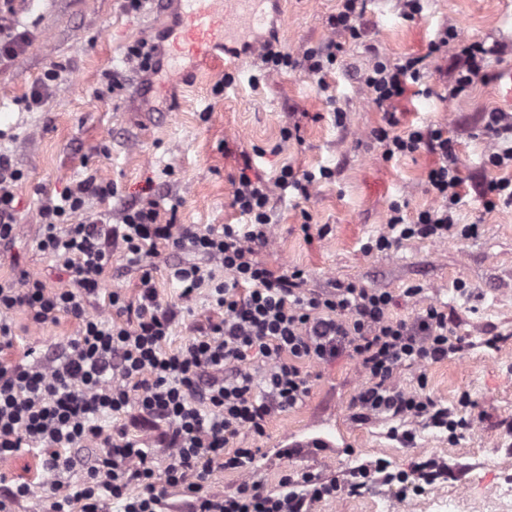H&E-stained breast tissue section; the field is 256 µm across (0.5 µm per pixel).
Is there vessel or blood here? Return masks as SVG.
Segmentation results:
<instances>
[{
    "label": "vessel or blood",
    "instance_id": "vessel-or-blood-1",
    "mask_svg": "<svg viewBox=\"0 0 512 512\" xmlns=\"http://www.w3.org/2000/svg\"><path fill=\"white\" fill-rule=\"evenodd\" d=\"M177 20L166 26L164 34L171 51L161 66L177 69L180 57L188 56L205 63L217 60L216 50L223 46L235 24L259 23L264 19V0H175Z\"/></svg>",
    "mask_w": 512,
    "mask_h": 512
}]
</instances>
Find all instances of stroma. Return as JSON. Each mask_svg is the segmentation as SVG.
<instances>
[{"label":"stroma","mask_w":512,"mask_h":512,"mask_svg":"<svg viewBox=\"0 0 512 512\" xmlns=\"http://www.w3.org/2000/svg\"><path fill=\"white\" fill-rule=\"evenodd\" d=\"M166 2L148 0L145 10L129 14L123 0H15V18L28 41L22 53L0 61V153L11 155L27 182L18 192L14 240L0 251V282L16 283L29 273L48 288L67 286V274L38 248V209L43 196L86 177L112 183L117 193L105 201L89 198L85 214H116L124 205L153 198L162 216L204 228L240 223L231 202L232 180L241 168L269 180L286 163L302 171L329 167L334 178L310 199L275 191L272 239L260 249V259L274 269L303 268L315 289L351 281L390 292L392 313L399 318H413L434 302L445 305L448 327L466 347L428 366L427 390L448 409L471 418L472 428L454 444L445 434L421 429L407 446L390 438L388 423L352 422L350 403L360 380L355 361L342 354L312 366L313 386L302 405L275 417L266 436L247 438L248 447L261 451L260 479L274 489L291 467L336 477L379 458L396 471L435 458L447 463V476L406 501L376 487L324 501L317 512H448L452 500L459 503L458 512H478L479 502L507 495L512 437L501 423L512 422V207L484 211L478 191L496 175L484 164L490 140L482 132V114L495 107L512 113L505 76L512 70V0H424L422 13L411 20L403 15V0H366L363 35L344 41V65L331 74L328 96L301 69L252 88L249 77L259 67L253 54L226 57L221 67L202 68L198 78L186 74L171 84L160 74L138 72L127 63L125 49L154 40V24ZM338 7L339 0H280L270 6L266 26H238L230 38L260 40L274 29L282 46L297 54L334 39L330 19ZM449 25L464 37L499 41L507 49L491 62L494 80L445 101L441 95L451 75L444 60L426 51L429 40ZM377 53L393 64L425 56L424 82L433 93L407 92L396 105L400 125L447 126L458 143L464 179L459 221L478 225L476 236L412 238L383 253L363 251V243L382 231L391 202L404 203L410 217L434 203L426 186L434 155L422 149L388 162L370 136L384 114L369 102L359 77ZM51 69L59 74L56 89L41 107L28 109L32 86ZM114 70L123 75V89H113L107 78ZM230 72L236 80L228 86L224 76ZM294 125L301 128L302 143L282 139L283 129ZM304 210L315 226H327L324 237L304 238ZM460 282L466 292H458ZM416 285L421 294L406 296V288ZM156 286L161 302L181 311L169 342L179 347L210 317L208 297L202 293L183 305L163 267ZM9 320L17 343L0 353L5 362L62 346L78 330L65 315L41 328L31 326L20 310ZM464 397L465 407L459 404ZM327 429L336 434L333 447L315 456L282 457L284 437L306 441ZM0 471L34 488L16 512H41L47 475L37 454L21 451Z\"/></svg>","instance_id":"35a3bbf8"}]
</instances>
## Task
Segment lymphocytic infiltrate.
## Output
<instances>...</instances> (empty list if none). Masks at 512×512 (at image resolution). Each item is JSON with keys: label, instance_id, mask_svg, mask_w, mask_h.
Wrapping results in <instances>:
<instances>
[{"label": "lymphocytic infiltrate", "instance_id": "1", "mask_svg": "<svg viewBox=\"0 0 512 512\" xmlns=\"http://www.w3.org/2000/svg\"><path fill=\"white\" fill-rule=\"evenodd\" d=\"M343 46L336 41L309 47L295 57L270 36L256 50L263 78L297 68L313 77L321 93H329V74L341 64ZM429 54L451 60L449 98L488 83L490 64L500 56L499 42L470 40L449 25L428 45ZM420 58L389 64L375 58L362 74L370 100L385 114L373 137L390 160L427 150L437 161L427 173V189L435 204L406 219L402 206L391 203L383 232L363 244L365 252H383L411 238L442 239L452 232L469 236L476 225H459L462 178L455 141L439 124L398 131L395 103L409 87L421 84ZM483 130L495 144L486 157L498 177L485 183V210L512 207V116L485 113ZM332 169L298 172L281 167L274 181L240 174L233 180L232 205L245 216L242 224L193 225L162 222L160 207L149 199L123 209L119 225L102 216L84 215L87 198H111L112 183L88 177L66 187L40 205L38 246L69 275V285L48 289L36 275L23 274L19 286L0 285V314L26 313L31 326L55 323L66 315L78 324L65 348L33 362L0 366V463L21 451L35 450L53 480L49 512H166V491L182 489L189 512H316L319 503L381 481L405 482L385 461L365 464L345 478H327L310 470L284 474L278 489L257 478L258 449L244 445L264 437L276 415L308 398L311 365L348 354L361 384L351 401V417L365 422L399 419L405 430L397 438L411 444L413 429L433 427L456 440L469 424L431 395L407 391L396 383L400 369H422L462 350L448 331L443 306L431 304L411 319L393 317V297L377 288L339 282L308 288L304 269L277 271L258 257L271 235L275 190H293L310 198L316 186L330 182ZM25 174L0 153V244L15 230V201ZM120 239L139 275L137 296L104 287L112 263L110 239ZM202 255L199 263L170 265L169 276L186 303L208 289L215 313L198 334L176 349L166 343L177 319L174 308L161 304L155 272L162 249ZM104 299L110 317L91 313L93 300ZM115 417L111 429L98 425L101 416ZM158 432L157 444L130 438L129 425ZM95 448L97 455L84 478L64 484L61 477L77 464L71 451ZM169 460L157 470L158 454ZM218 471L237 473L229 494L214 493L207 484Z\"/></svg>", "mask_w": 512, "mask_h": 512}]
</instances>
